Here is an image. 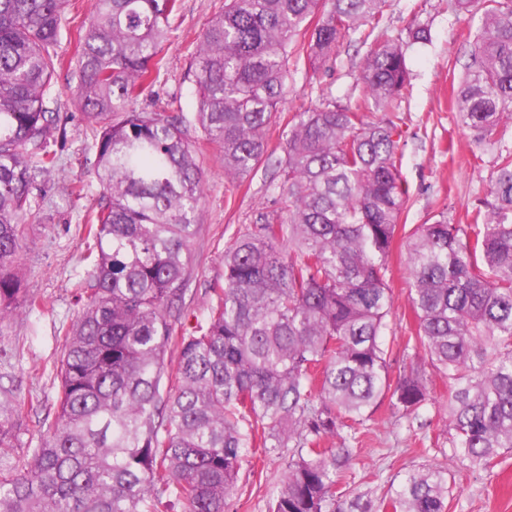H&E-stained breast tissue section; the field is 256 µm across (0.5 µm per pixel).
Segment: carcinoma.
I'll list each match as a JSON object with an SVG mask.
<instances>
[{
  "label": "carcinoma",
  "mask_w": 512,
  "mask_h": 512,
  "mask_svg": "<svg viewBox=\"0 0 512 512\" xmlns=\"http://www.w3.org/2000/svg\"><path fill=\"white\" fill-rule=\"evenodd\" d=\"M70 0H0V323L40 302L14 273L37 178L57 163L49 90ZM387 0H224L190 62L196 121L224 153V176L267 156L292 70L314 71L340 38L367 43ZM481 13L466 34L459 121L483 140L512 125V0H456ZM181 0H95L80 25L77 103L95 140L98 206L85 224L82 308L64 330L53 414L13 456L0 423V512H224L247 457L282 456L269 512H447L448 469L406 472L371 507L339 491L356 426L387 401L416 413L448 380L454 454L480 466L512 449V153L500 154L472 223L441 214L406 236L421 354L393 380L387 273L405 225L402 131L365 114L402 99V37L382 30L354 104L326 100L282 130L275 189L224 250V280L187 334L176 331L189 243L200 222V147L185 118L138 108L159 77ZM337 440L328 448L326 442Z\"/></svg>",
  "instance_id": "obj_1"
}]
</instances>
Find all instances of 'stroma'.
Listing matches in <instances>:
<instances>
[{
    "mask_svg": "<svg viewBox=\"0 0 512 512\" xmlns=\"http://www.w3.org/2000/svg\"><path fill=\"white\" fill-rule=\"evenodd\" d=\"M92 0H77L63 24L56 52L61 61L53 79L50 106L66 130L55 149L60 158L41 178L36 216L29 219L25 246L19 258L22 286L37 295L42 306L30 312L18 308L0 324V387L19 389L29 404L12 417L15 453L24 456L38 418L55 399L53 366L63 345V328L80 309L73 284L84 274L80 257L85 249L81 226L98 198L93 174L95 150L87 122L77 105L79 78L75 72L77 29L90 13ZM224 8V0H182L171 20L164 47L165 66L157 81L143 92L141 107L184 114L187 137L200 143L198 157L204 176L201 222L190 242L183 331H190L208 300L211 283L224 277V248L260 211L281 210L271 187L274 162L283 156V142L270 132L263 162L241 180L224 176V155L204 143L195 112L197 100L189 71L192 54L208 22ZM429 26L431 40L405 48L410 86L395 112L369 113L372 122L391 120L405 133L401 176L408 191L401 221L407 226L428 224L446 214L450 223L469 224V211L489 197L500 152H512V131L501 140L478 141L462 125L452 106L451 84L461 74L458 62L462 32L476 28L478 18L456 11L455 0H388L383 25L392 34L408 26ZM369 48L357 36L341 38L336 58L319 71L299 69L288 85L280 108L281 121L303 111L319 97L341 104L355 102L363 91L362 75ZM393 319L387 332L392 349L391 375L403 369L402 346L414 327L408 300L403 247H394L390 260ZM448 385L434 379L429 397L417 415L393 413L380 406L363 423L352 443L353 459L346 473L347 495L364 494L380 501L402 475L413 468L448 466L451 500L448 512H512V450L504 451L489 467L452 459L451 433L443 420ZM288 466L287 457L271 456L256 466H243L236 493L224 512H269L276 487Z\"/></svg>",
    "mask_w": 512,
    "mask_h": 512,
    "instance_id": "stroma-1",
    "label": "stroma"
}]
</instances>
